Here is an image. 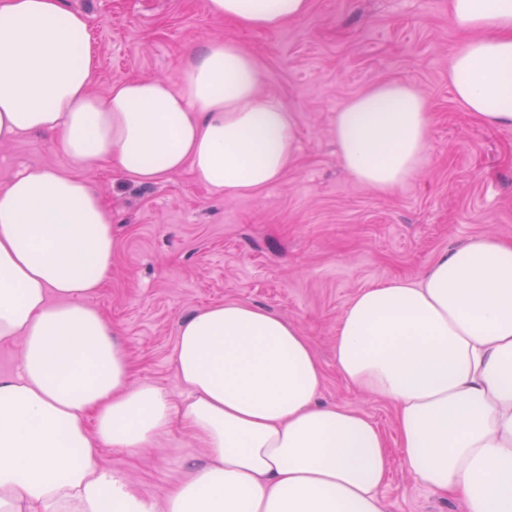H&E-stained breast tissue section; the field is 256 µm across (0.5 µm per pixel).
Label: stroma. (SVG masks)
I'll list each match as a JSON object with an SVG mask.
<instances>
[{
    "label": "stroma",
    "instance_id": "stroma-1",
    "mask_svg": "<svg viewBox=\"0 0 512 512\" xmlns=\"http://www.w3.org/2000/svg\"><path fill=\"white\" fill-rule=\"evenodd\" d=\"M84 13L94 91L129 79H177L199 40L221 38L253 55L262 90L297 117V152L258 194L212 191L190 170L155 183L111 162L75 163L51 133L0 143V187L33 165L83 177L112 212V272L95 298L128 350L132 379L179 397L173 351L194 309L254 304L297 323L319 359L322 402L354 409L395 438L392 405L347 386L336 370L340 318L373 285L417 278L444 249L493 234L512 240V127L489 128L448 84V59L467 34L449 0H312L310 13L275 31L211 16L207 0H63ZM414 85L432 116L431 162L381 194L340 165L338 109L365 88ZM181 428L145 451L105 449L132 492L163 500L183 480ZM378 495L383 512H464L416 484L400 457Z\"/></svg>",
    "mask_w": 512,
    "mask_h": 512
}]
</instances>
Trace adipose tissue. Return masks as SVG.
I'll return each instance as SVG.
<instances>
[{"mask_svg": "<svg viewBox=\"0 0 512 512\" xmlns=\"http://www.w3.org/2000/svg\"><path fill=\"white\" fill-rule=\"evenodd\" d=\"M209 13L276 29L311 0H207ZM478 38L448 60L459 104L512 127V0H450ZM84 13L62 0H0V142L51 132L79 164L111 161L153 182L190 169L213 191L255 195L296 149L294 112L264 95L257 61L214 39L178 81L94 94ZM338 157L380 193L430 162L431 117L411 84L366 88L336 113ZM112 270V217L79 176L34 166L0 188V512H382L392 466L380 428L324 406L301 329L237 301L183 319L173 353L181 403L132 384L117 333L93 305ZM336 370L396 407L400 458L466 512H512V241L485 234L439 253L418 279L362 289L345 310ZM181 427L204 453L156 501L101 466L105 448L155 446Z\"/></svg>", "mask_w": 512, "mask_h": 512, "instance_id": "adipose-tissue-1", "label": "adipose tissue"}]
</instances>
